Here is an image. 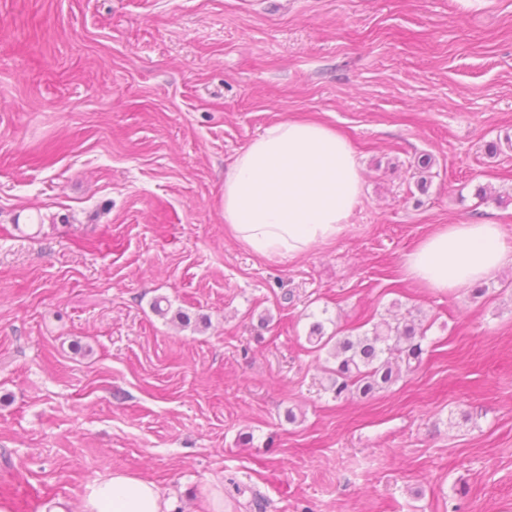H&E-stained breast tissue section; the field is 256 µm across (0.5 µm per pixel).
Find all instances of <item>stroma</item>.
Returning a JSON list of instances; mask_svg holds the SVG:
<instances>
[{"mask_svg":"<svg viewBox=\"0 0 512 512\" xmlns=\"http://www.w3.org/2000/svg\"><path fill=\"white\" fill-rule=\"evenodd\" d=\"M289 118L363 189L270 258L224 176ZM478 221L512 239V0H0V499L81 512L124 470L177 512H512V264L479 297L403 264ZM417 311L420 365L334 399L312 320Z\"/></svg>","mask_w":512,"mask_h":512,"instance_id":"stroma-1","label":"stroma"}]
</instances>
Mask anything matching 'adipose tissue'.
Wrapping results in <instances>:
<instances>
[{"label": "adipose tissue", "instance_id": "1", "mask_svg": "<svg viewBox=\"0 0 512 512\" xmlns=\"http://www.w3.org/2000/svg\"><path fill=\"white\" fill-rule=\"evenodd\" d=\"M362 193L354 153L335 129L288 119L264 130L224 178V222L254 253L299 256L341 236ZM512 264V241L489 222L440 226L406 255L414 279L458 290ZM174 497L152 480L124 472L93 484L83 512H175Z\"/></svg>", "mask_w": 512, "mask_h": 512}]
</instances>
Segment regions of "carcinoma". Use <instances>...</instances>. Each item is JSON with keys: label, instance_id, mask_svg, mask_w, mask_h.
Listing matches in <instances>:
<instances>
[{"label": "carcinoma", "instance_id": "1", "mask_svg": "<svg viewBox=\"0 0 512 512\" xmlns=\"http://www.w3.org/2000/svg\"><path fill=\"white\" fill-rule=\"evenodd\" d=\"M428 330L411 315L393 322L383 319L356 335L339 329L328 334L317 320L311 323L306 340L312 348L327 351L333 361L328 389L334 398H370L398 381L402 370L420 365Z\"/></svg>", "mask_w": 512, "mask_h": 512}]
</instances>
